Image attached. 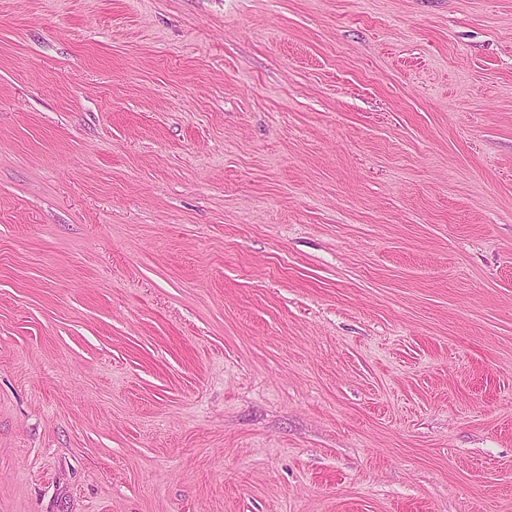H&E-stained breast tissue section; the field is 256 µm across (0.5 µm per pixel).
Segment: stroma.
<instances>
[{"instance_id": "1", "label": "stroma", "mask_w": 512, "mask_h": 512, "mask_svg": "<svg viewBox=\"0 0 512 512\" xmlns=\"http://www.w3.org/2000/svg\"><path fill=\"white\" fill-rule=\"evenodd\" d=\"M0 512H512V0H0Z\"/></svg>"}]
</instances>
